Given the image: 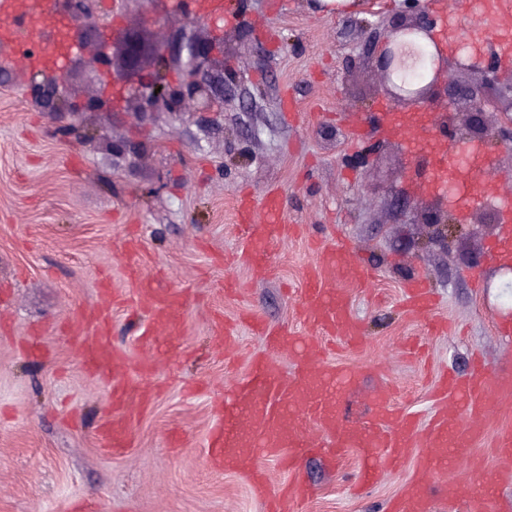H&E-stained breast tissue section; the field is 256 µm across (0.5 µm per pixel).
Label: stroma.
Segmentation results:
<instances>
[{
  "instance_id": "obj_1",
  "label": "stroma",
  "mask_w": 512,
  "mask_h": 512,
  "mask_svg": "<svg viewBox=\"0 0 512 512\" xmlns=\"http://www.w3.org/2000/svg\"><path fill=\"white\" fill-rule=\"evenodd\" d=\"M306 4L224 0L223 112L180 121L159 112L145 125L129 112L113 116V140L137 141L136 156L110 159L59 140L20 82L0 85V512H65L82 499L93 512H263L243 477L205 462L214 405L263 349L245 315L308 335L297 314L302 290L319 248L339 238L373 273L346 287L360 342L329 352L331 364L356 374L348 398L358 417L387 392L395 407L428 419L440 379L469 376L477 357L487 376L512 374V341L495 333L512 322V278L488 253L500 226L478 237L460 230L448 253L425 247L429 226L390 205L395 191L423 194L406 178L407 155L392 144L369 166L349 161L372 141L365 114L393 107L380 72L358 60V26L404 22L399 0L330 16ZM100 9L118 33L150 15L151 3L100 0ZM484 15L478 0L450 13L448 61L490 56L495 31ZM269 193L289 233L273 251L272 273L259 278L235 225L242 195ZM130 236L141 242L144 275L189 294L181 357L155 358L138 342L146 316L125 269ZM418 276L438 298L428 312L402 304ZM103 305L112 309L113 345L131 365L151 360L153 372L139 381L159 389L134 446L115 458L97 446L107 390L83 371L68 336L84 310ZM218 315L236 327L232 345L214 337ZM34 331L46 348L40 361L23 351ZM486 407V432L455 477L472 480L476 466L497 464L490 448L512 428V396L489 394ZM358 464L353 450L333 468L305 456L302 473L315 490L306 512H389L410 465L354 495L348 478Z\"/></svg>"
}]
</instances>
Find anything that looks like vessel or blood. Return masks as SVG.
Here are the masks:
<instances>
[{"label":"vessel or blood","mask_w":512,"mask_h":512,"mask_svg":"<svg viewBox=\"0 0 512 512\" xmlns=\"http://www.w3.org/2000/svg\"><path fill=\"white\" fill-rule=\"evenodd\" d=\"M52 0H0V38H13L26 32L36 39L43 55H50L58 39V24L53 18ZM281 206L275 195H266L261 205L243 204L238 213V231L247 243L245 257L253 270L269 274L268 256L285 233L280 218ZM125 267L140 296L149 302V324L138 341L147 349L165 343L169 351L181 347L185 292L154 286L152 277L142 276L138 246L128 243L124 251ZM319 265L336 270L342 287L326 286L317 274H310L303 290L302 311L312 329L308 336H265L266 356L256 358L248 377L238 386L232 402L219 405L217 420L209 431L208 463L216 469L233 468L246 476L261 496L265 512H289L311 496L308 484L298 475V460L315 444L307 435L316 428L323 436L327 454L354 448L359 453L356 481L376 483L388 469L395 470L413 461V477L408 490L391 507V512H431V489L441 484L442 501L450 512H489L487 499L468 483H444L448 473L442 457L451 448L470 447L487 427L485 381L462 382L445 379L436 393L435 413L427 428H420L410 414L392 410L386 397H378L366 425L356 426L326 395L324 383L344 382L348 373L327 364L321 335H331L353 342L361 334V325L349 309L344 284L365 282L369 271L354 262L348 249L336 245L319 253ZM405 301L409 308L421 311L434 302L423 279L408 286ZM82 351L88 374L107 383L108 411L98 428L100 448L117 456L135 441V427L151 408L153 395L134 384L127 373L124 352L112 344V316L109 309L95 307L87 311L82 324L71 333ZM289 351L296 358V369L282 378L273 369L271 357ZM426 441L429 452L415 454L418 441ZM261 447L287 469V485L271 487L264 468L252 447ZM499 469L483 470L486 483L497 484L512 478V429L500 431L494 439Z\"/></svg>","instance_id":"1"}]
</instances>
